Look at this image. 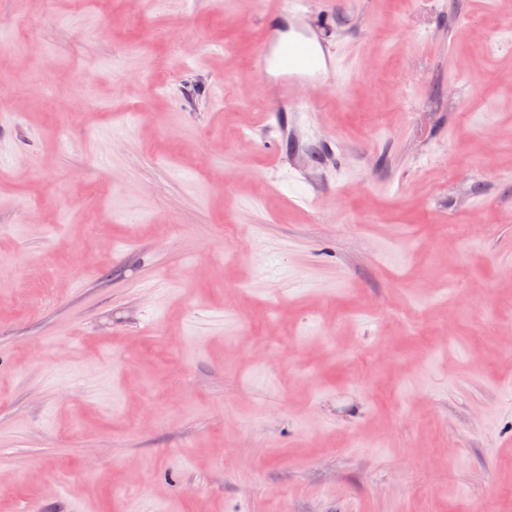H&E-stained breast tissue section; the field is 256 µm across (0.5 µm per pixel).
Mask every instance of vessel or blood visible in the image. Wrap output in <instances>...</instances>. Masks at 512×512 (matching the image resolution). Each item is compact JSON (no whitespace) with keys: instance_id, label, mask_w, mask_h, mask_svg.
Masks as SVG:
<instances>
[{"instance_id":"vessel-or-blood-1","label":"vessel or blood","mask_w":512,"mask_h":512,"mask_svg":"<svg viewBox=\"0 0 512 512\" xmlns=\"http://www.w3.org/2000/svg\"><path fill=\"white\" fill-rule=\"evenodd\" d=\"M261 62L263 68L276 73V109L280 112L299 108L304 83L337 70L334 60L319 53L309 33L285 38L278 31H270L262 45Z\"/></svg>"}]
</instances>
